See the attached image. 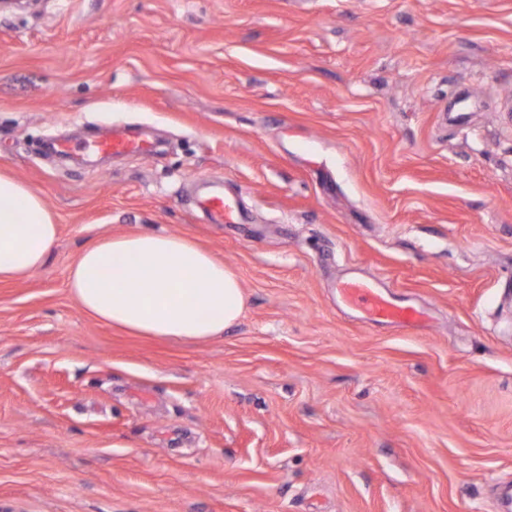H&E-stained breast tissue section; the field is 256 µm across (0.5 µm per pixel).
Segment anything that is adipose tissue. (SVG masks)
Masks as SVG:
<instances>
[{"label":"adipose tissue","instance_id":"obj_1","mask_svg":"<svg viewBox=\"0 0 512 512\" xmlns=\"http://www.w3.org/2000/svg\"><path fill=\"white\" fill-rule=\"evenodd\" d=\"M58 226L42 196L0 173V281L40 269ZM68 287L92 317L140 335L182 341L223 336L245 294L236 273L194 241L140 232L90 242L69 269Z\"/></svg>","mask_w":512,"mask_h":512}]
</instances>
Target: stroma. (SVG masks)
Listing matches in <instances>:
<instances>
[{"instance_id": "obj_1", "label": "stroma", "mask_w": 512, "mask_h": 512, "mask_svg": "<svg viewBox=\"0 0 512 512\" xmlns=\"http://www.w3.org/2000/svg\"><path fill=\"white\" fill-rule=\"evenodd\" d=\"M112 125L150 156L70 159ZM59 226L0 282V512H490L512 483V0H38L0 11V172ZM223 178L240 224L190 190ZM165 232L239 276L224 336L67 288ZM378 278L425 329L363 320Z\"/></svg>"}]
</instances>
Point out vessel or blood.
Wrapping results in <instances>:
<instances>
[{"instance_id":"b4317fda","label":"vessel or blood","mask_w":512,"mask_h":512,"mask_svg":"<svg viewBox=\"0 0 512 512\" xmlns=\"http://www.w3.org/2000/svg\"><path fill=\"white\" fill-rule=\"evenodd\" d=\"M87 154L150 155L154 149L150 142L139 136L111 132L81 147ZM195 204L212 224H234L241 214L233 200L220 185L209 184L205 193L198 195ZM349 300L371 322H385L399 327H417L424 321L423 311L412 303L393 301L380 288L376 279L353 280Z\"/></svg>"}]
</instances>
